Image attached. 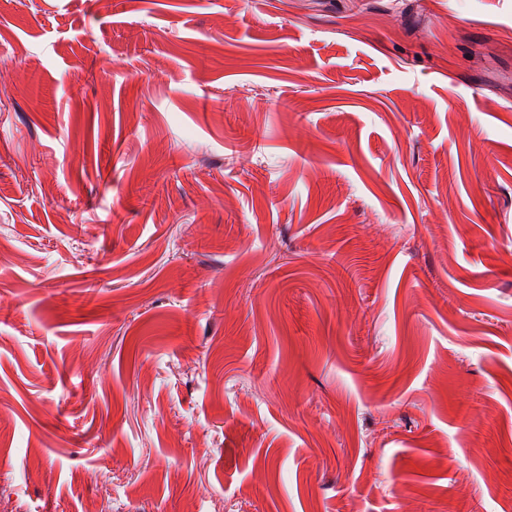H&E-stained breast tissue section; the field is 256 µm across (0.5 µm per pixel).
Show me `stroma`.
<instances>
[{
	"instance_id": "1",
	"label": "stroma",
	"mask_w": 512,
	"mask_h": 512,
	"mask_svg": "<svg viewBox=\"0 0 512 512\" xmlns=\"http://www.w3.org/2000/svg\"><path fill=\"white\" fill-rule=\"evenodd\" d=\"M0 512H512V0H0Z\"/></svg>"
}]
</instances>
